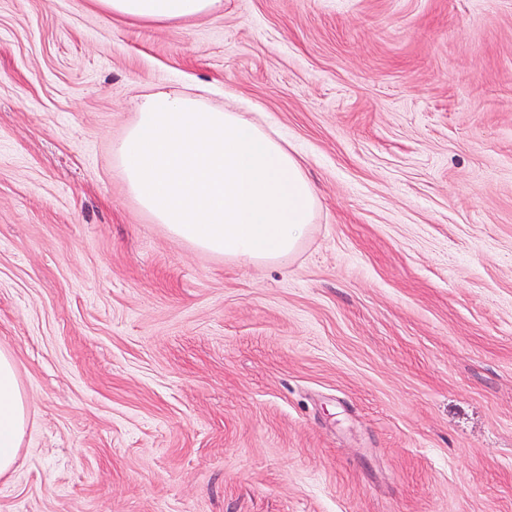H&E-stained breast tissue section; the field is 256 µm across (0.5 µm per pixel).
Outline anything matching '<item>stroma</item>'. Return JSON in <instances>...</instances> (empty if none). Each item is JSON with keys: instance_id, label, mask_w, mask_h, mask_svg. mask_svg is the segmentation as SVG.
<instances>
[{"instance_id": "stroma-1", "label": "stroma", "mask_w": 512, "mask_h": 512, "mask_svg": "<svg viewBox=\"0 0 512 512\" xmlns=\"http://www.w3.org/2000/svg\"><path fill=\"white\" fill-rule=\"evenodd\" d=\"M165 91L262 113L319 205L201 252L112 143ZM0 512H512V0H0ZM112 18L174 25L207 16L222 6V0H92ZM28 411L13 358L0 350V476L10 472L15 465L25 435Z\"/></svg>"}]
</instances>
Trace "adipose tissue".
<instances>
[{"label":"adipose tissue","mask_w":512,"mask_h":512,"mask_svg":"<svg viewBox=\"0 0 512 512\" xmlns=\"http://www.w3.org/2000/svg\"><path fill=\"white\" fill-rule=\"evenodd\" d=\"M117 19L174 25L207 16L222 0H92ZM129 193L168 232L194 248L268 265L304 240L317 207L300 161L244 113L185 94L151 92L112 143ZM28 402L12 356L0 350V476L25 435Z\"/></svg>","instance_id":"adipose-tissue-1"}]
</instances>
